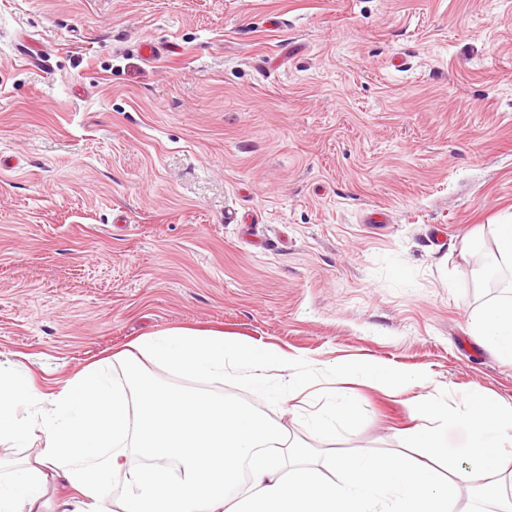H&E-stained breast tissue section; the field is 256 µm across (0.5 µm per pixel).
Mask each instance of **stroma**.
Masks as SVG:
<instances>
[{"label":"stroma","mask_w":512,"mask_h":512,"mask_svg":"<svg viewBox=\"0 0 512 512\" xmlns=\"http://www.w3.org/2000/svg\"><path fill=\"white\" fill-rule=\"evenodd\" d=\"M511 218L512 0H0V359L41 392L181 327L512 402L472 330ZM335 387L333 439L267 413L427 460L422 391ZM329 398L321 408L304 415V423L311 434L322 436L337 427H353L363 421L360 409L349 397L334 391Z\"/></svg>","instance_id":"1"}]
</instances>
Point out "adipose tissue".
Returning a JSON list of instances; mask_svg holds the SVG:
<instances>
[{
	"instance_id": "adipose-tissue-1",
	"label": "adipose tissue",
	"mask_w": 512,
	"mask_h": 512,
	"mask_svg": "<svg viewBox=\"0 0 512 512\" xmlns=\"http://www.w3.org/2000/svg\"><path fill=\"white\" fill-rule=\"evenodd\" d=\"M475 328L491 351L512 361V298L485 307ZM124 359L126 383L112 381L104 360L50 395L16 367L0 365V445L25 442L35 426L41 432L34 460L0 459V512H457L461 486L477 474L488 478L481 500L512 512V470L498 458L512 447V403L477 395L452 412L421 397L438 425L417 433L431 460L413 464L287 441L259 407L157 381L132 354ZM362 420L358 406L336 393L304 416L316 436ZM452 427L465 441L443 473L433 463L447 457ZM134 452L144 464L132 465ZM60 483L77 492L75 502L52 505L49 490Z\"/></svg>"
}]
</instances>
